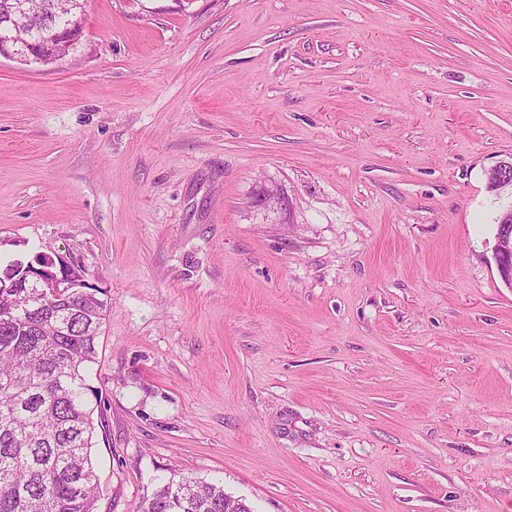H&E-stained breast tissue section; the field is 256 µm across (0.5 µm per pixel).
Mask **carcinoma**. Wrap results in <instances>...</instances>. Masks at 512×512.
I'll return each mask as SVG.
<instances>
[{
	"instance_id": "1",
	"label": "carcinoma",
	"mask_w": 512,
	"mask_h": 512,
	"mask_svg": "<svg viewBox=\"0 0 512 512\" xmlns=\"http://www.w3.org/2000/svg\"><path fill=\"white\" fill-rule=\"evenodd\" d=\"M0 0V31L13 23L32 42L57 27L62 0H34L26 21ZM15 278L36 288L11 287ZM51 271L11 261L0 267V512H96L91 459L94 422L87 405V364L97 358L106 302L84 284L81 295L48 288ZM142 512H252L224 486L170 479Z\"/></svg>"
}]
</instances>
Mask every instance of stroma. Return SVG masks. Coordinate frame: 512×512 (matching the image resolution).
<instances>
[{
    "label": "stroma",
    "mask_w": 512,
    "mask_h": 512,
    "mask_svg": "<svg viewBox=\"0 0 512 512\" xmlns=\"http://www.w3.org/2000/svg\"><path fill=\"white\" fill-rule=\"evenodd\" d=\"M512 0H88L0 58V259L107 313L97 512H512ZM76 15L77 12H73L66 16L70 27L54 33L45 47V52H41V49L37 46L24 52L23 54L27 57L28 62L48 63L66 58L82 33V29L76 30L78 26ZM509 221V220H508ZM502 220L496 228L494 259L498 274L506 288H512V226ZM141 512H252L243 499L217 485L193 478H170L145 501Z\"/></svg>",
    "instance_id": "1"
}]
</instances>
